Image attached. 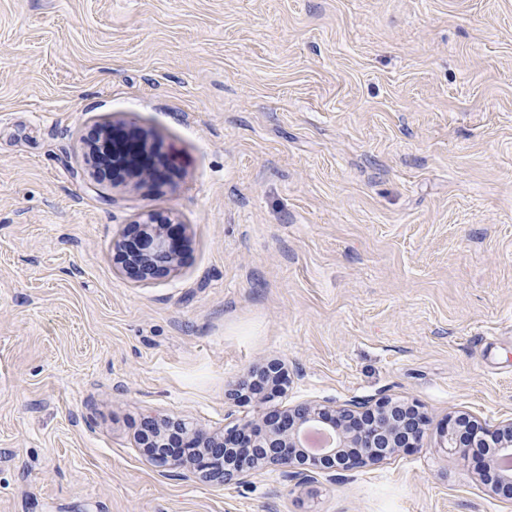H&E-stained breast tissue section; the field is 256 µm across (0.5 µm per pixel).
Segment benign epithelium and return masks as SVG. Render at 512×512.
Masks as SVG:
<instances>
[{
    "mask_svg": "<svg viewBox=\"0 0 512 512\" xmlns=\"http://www.w3.org/2000/svg\"><path fill=\"white\" fill-rule=\"evenodd\" d=\"M119 272L136 282L166 275L182 264L178 248L163 231L157 218L148 216L128 224L123 239L113 243ZM261 374L278 376L279 383L259 397L257 403L271 402L286 381L284 368L269 364ZM468 421L473 442H496L499 457L512 460V419L486 427L469 414L455 421ZM425 417L417 406L381 399L358 410L331 407L315 402H300L287 407L261 410L222 434H206L181 418L147 417L138 443L149 448L152 464L182 477L189 469L211 481L229 483L250 471L275 466L290 473L331 472L375 464L405 448H419L424 435ZM319 428L331 442L317 453L304 450L303 437ZM171 431L181 438L182 451L169 454L160 450L163 433ZM494 495L512 500V470H503L492 485Z\"/></svg>",
    "mask_w": 512,
    "mask_h": 512,
    "instance_id": "benign-epithelium-1",
    "label": "benign epithelium"
}]
</instances>
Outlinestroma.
<instances>
[{
  "instance_id": "obj_1",
  "label": "stroma",
  "mask_w": 512,
  "mask_h": 512,
  "mask_svg": "<svg viewBox=\"0 0 512 512\" xmlns=\"http://www.w3.org/2000/svg\"><path fill=\"white\" fill-rule=\"evenodd\" d=\"M97 119L155 179H96ZM153 215L182 265L137 285ZM275 407L418 405L422 446L241 483L148 462ZM512 418V0H0V512H512L451 416ZM161 224L168 223L158 222L151 215L140 218L127 225L128 231L123 239L113 243L122 275L136 282H145L181 266L179 250L164 233ZM129 242L133 244L131 252L127 251ZM255 374H269L272 376H278V385L270 387L269 390H266L256 399L259 405L268 404L275 398L276 394L280 390V387H282L286 381L287 374H285L284 368L280 364H268L265 368L259 371H253L249 376L241 379L234 385V387L231 389V396L234 395L236 397H242V391L250 390L253 386V383L256 381L253 379Z\"/></svg>"
}]
</instances>
